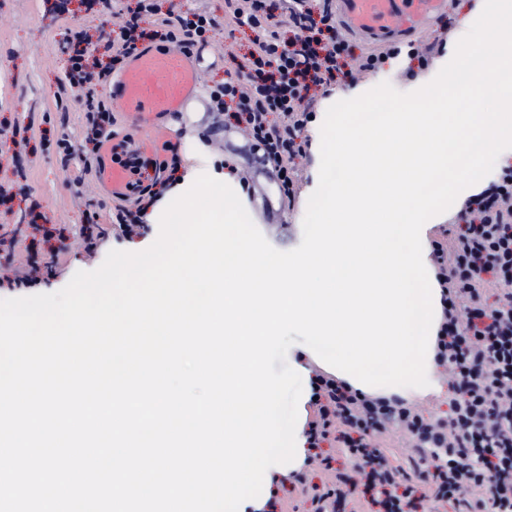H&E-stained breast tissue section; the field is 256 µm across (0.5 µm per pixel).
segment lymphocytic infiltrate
I'll return each mask as SVG.
<instances>
[{
	"instance_id": "1",
	"label": "lymphocytic infiltrate",
	"mask_w": 512,
	"mask_h": 512,
	"mask_svg": "<svg viewBox=\"0 0 512 512\" xmlns=\"http://www.w3.org/2000/svg\"><path fill=\"white\" fill-rule=\"evenodd\" d=\"M286 20L294 32L282 43L271 30L264 0H224V14H167L159 20L160 40L188 50L206 45L208 34L248 26L252 49L230 58L223 84L209 88L216 111L235 104L236 123L262 153L294 200L300 162L307 155L311 86L330 87L351 54L338 35L331 9L313 17L306 0H288ZM152 0H139L112 41V69L136 55L145 38L140 24L154 14ZM88 49L69 58L70 75L91 87L87 92V140L101 147L111 138L114 117L94 85L102 72L88 73ZM158 186L134 181L112 223L126 240L138 236L149 207L181 180L180 160L156 162ZM432 269L440 293L434 362L448 377L446 409L430 414L395 394L367 393L338 377L314 371L308 405L313 412L304 434L309 453L297 482L310 487L309 512H338L340 504L363 500L369 512H429L431 504L448 512H512V164L470 195L455 226L431 243ZM400 438L415 449L425 474L417 482L395 464L379 437ZM343 451L333 468L322 445ZM335 469L336 484H312L316 466Z\"/></svg>"
}]
</instances>
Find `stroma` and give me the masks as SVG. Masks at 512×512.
<instances>
[{
    "label": "stroma",
    "instance_id": "35a3bbf8",
    "mask_svg": "<svg viewBox=\"0 0 512 512\" xmlns=\"http://www.w3.org/2000/svg\"><path fill=\"white\" fill-rule=\"evenodd\" d=\"M138 0H114L111 11H102L97 0H69L59 12L55 0H0V248L13 250L17 265L26 264L32 242L43 229L64 228L74 244L60 255L39 282L28 288L0 284V299L53 293L62 289L80 270L98 268L110 250L141 251L159 233L158 223L145 224L139 238L128 242L106 234L97 248L88 250L78 240L84 226L111 225L112 197L94 181L95 170L83 155L61 161L57 141L83 142L86 133L85 98L74 92L58 97L66 83L73 32L98 35L117 28L123 14L135 10ZM485 0H448V11L416 41L424 47L433 38L445 41L431 55L427 66L411 69L401 57L383 69L350 82L339 78L330 93L311 91L317 120L309 126L311 146L301 167L302 183L294 201H287L274 174L257 163L251 144L237 129L214 125L206 98L191 111L173 118L172 141L178 146L183 170L211 173L222 163L244 173L242 203L258 230L275 249L289 251L302 240V222L308 198L316 189L320 166V125L330 105L357 97L386 81L410 92L430 82L447 64L457 41L481 14ZM255 37L246 27L234 35L211 32L200 67L204 85L224 80V52L242 54Z\"/></svg>",
    "mask_w": 512,
    "mask_h": 512
}]
</instances>
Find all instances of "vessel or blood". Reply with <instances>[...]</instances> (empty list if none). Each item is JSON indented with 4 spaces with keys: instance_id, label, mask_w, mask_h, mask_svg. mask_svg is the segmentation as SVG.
Wrapping results in <instances>:
<instances>
[{
    "instance_id": "1",
    "label": "vessel or blood",
    "mask_w": 512,
    "mask_h": 512,
    "mask_svg": "<svg viewBox=\"0 0 512 512\" xmlns=\"http://www.w3.org/2000/svg\"><path fill=\"white\" fill-rule=\"evenodd\" d=\"M446 0H336L339 27L376 46L414 32L419 23L441 15ZM202 89L196 55L171 49H141L113 79L108 94L115 111L142 132L138 145L149 150L166 142L169 119L189 111ZM112 195L129 192L132 175L116 163H102L96 173Z\"/></svg>"
}]
</instances>
